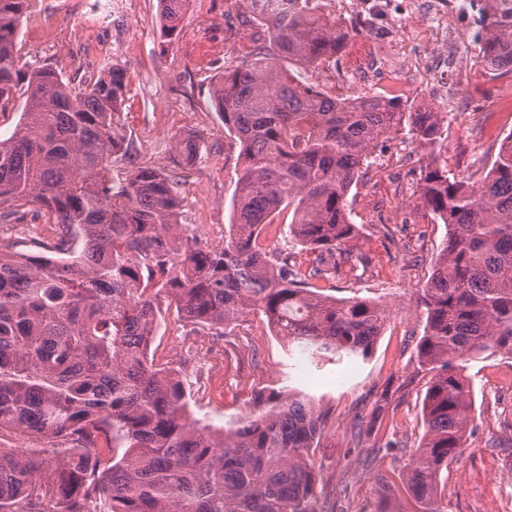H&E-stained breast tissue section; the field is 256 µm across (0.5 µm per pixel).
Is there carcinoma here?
<instances>
[{"label":"carcinoma","mask_w":512,"mask_h":512,"mask_svg":"<svg viewBox=\"0 0 512 512\" xmlns=\"http://www.w3.org/2000/svg\"><path fill=\"white\" fill-rule=\"evenodd\" d=\"M29 2L0 0V112L24 100L0 138V203L13 206L0 221L37 205L82 248L52 257L67 250L62 237L48 254L0 250V435L48 440L23 453L0 447V512H320L319 402L290 384L258 393L254 413L222 428L188 422L183 381L150 357L162 306L215 330L256 314L319 368L367 360L388 306L308 280L367 263L348 212L361 169L405 126L421 145L443 141L447 116L376 94L338 102L280 68L317 65L344 46L347 33L315 18L311 0L254 16L264 36L249 38L214 88L241 146L233 223L224 243L203 244L178 223L175 179L151 167L112 179L113 158L129 151L113 125L126 96L120 63L78 89L50 65L20 63ZM487 2L486 58L512 69V0ZM190 3L159 0L163 42L180 36ZM174 149L187 164L199 156L191 135ZM419 192L448 239L417 295V358L431 377L407 484L423 512H446L441 474L473 422L465 362L512 355V133L478 181L449 177L430 155ZM286 209L288 250L270 252L261 232ZM296 248L314 254L309 268L292 261Z\"/></svg>","instance_id":"1"}]
</instances>
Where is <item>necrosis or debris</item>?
Wrapping results in <instances>:
<instances>
[{
	"label": "necrosis or debris",
	"instance_id": "1",
	"mask_svg": "<svg viewBox=\"0 0 512 512\" xmlns=\"http://www.w3.org/2000/svg\"><path fill=\"white\" fill-rule=\"evenodd\" d=\"M486 7V0H315L312 11L324 18L352 16L365 29L387 33L394 43H402L410 34L418 41L445 47L444 52L433 56L412 51L402 56L395 69L373 53L353 69L327 67L325 76L341 94L369 88L398 69L430 87L436 105L452 112L463 110L460 88L472 69L485 64L480 18Z\"/></svg>",
	"mask_w": 512,
	"mask_h": 512
}]
</instances>
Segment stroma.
<instances>
[{
	"mask_svg": "<svg viewBox=\"0 0 512 512\" xmlns=\"http://www.w3.org/2000/svg\"><path fill=\"white\" fill-rule=\"evenodd\" d=\"M242 0H192L179 38L162 42L158 0H124L113 8L87 0H33L18 37L22 61L48 64L73 86H81L109 62L126 72V100L114 123L130 146L117 156L114 178L138 166L175 179L179 221L186 227L221 229L232 219L240 146L215 109L213 88L240 55L242 33H254ZM512 84L504 70L494 86L473 76L464 94L470 114L449 113L448 138L440 160L449 176L481 172L494 155L489 140L464 134ZM196 136L201 158L182 165L175 137ZM390 162L383 172L365 167L349 195L350 220L357 224L358 252L368 262L341 270L316 288L339 298L354 295L392 308L368 362L315 370L289 359L284 341L265 322L248 318L225 336L194 327L175 310L163 312L153 346L156 366L176 371L191 395L194 417L220 426L246 412L254 391L300 383L319 397L326 414L313 460L322 512H421L405 474L422 436V400L429 380L415 345L424 319L416 289L425 285L448 230L418 200L419 173L426 155L407 131L382 145ZM48 236L33 216L0 227V249L38 254ZM474 393L473 428L456 462L444 473L447 512H505L512 507V357L496 352L468 361ZM392 439L393 451L376 449Z\"/></svg>",
	"mask_w": 512,
	"mask_h": 512,
	"instance_id": "stroma-1",
	"label": "stroma"
}]
</instances>
